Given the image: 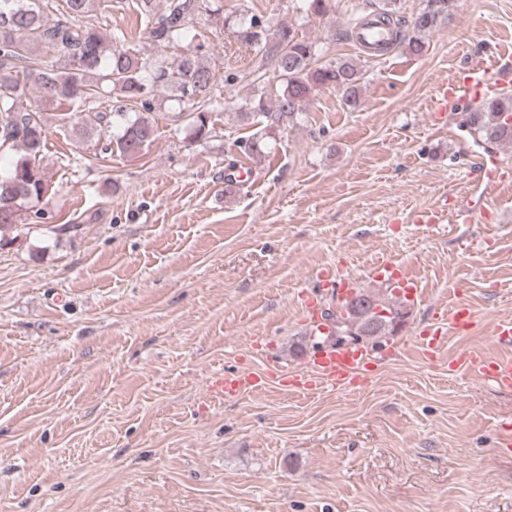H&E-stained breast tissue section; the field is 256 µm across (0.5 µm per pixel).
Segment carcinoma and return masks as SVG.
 <instances>
[{
	"label": "carcinoma",
	"mask_w": 512,
	"mask_h": 512,
	"mask_svg": "<svg viewBox=\"0 0 512 512\" xmlns=\"http://www.w3.org/2000/svg\"><path fill=\"white\" fill-rule=\"evenodd\" d=\"M207 0H165L157 11L152 0H142L141 12L154 48L179 47L196 38L194 23ZM397 0H381L373 11L375 22L389 33L387 42L398 41L405 20L396 8ZM93 0H0V152L14 153L9 172L0 177V198L16 200L18 209L0 211V247L6 234L41 210L36 205L52 190L43 166L46 135L40 105L29 100L27 85L40 90L39 101L61 110L59 119L70 120L71 131L83 141L101 143L99 151L119 157L142 154L156 136L154 123L145 116L153 111L154 93L160 87L179 93L178 102L190 108L192 134L206 139L212 132L210 114L221 103L213 99L214 76L199 52L204 45L185 52L171 64L147 65L142 48L125 47L124 33L113 35L112 45L100 23L82 18L91 11ZM448 7L446 0H428L412 20L414 36L407 47L419 53L421 35L431 31ZM241 42L261 54L260 66L270 67L280 83L262 88L258 98L246 104L247 119L261 117L264 129L274 130L303 111L314 91L321 87H342L346 104L358 105L361 71L352 60L315 63L316 45L282 25L274 30L257 17L234 24ZM55 55L49 65L42 54ZM98 105L96 125L73 118L88 103ZM140 105L130 113L126 103ZM462 127L478 144L497 148L512 145V93L484 101L463 113ZM359 307L345 301L336 310H324L334 336H393L398 333L390 315L403 313V306L364 291L353 296Z\"/></svg>",
	"instance_id": "1"
}]
</instances>
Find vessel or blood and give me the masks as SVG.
Masks as SVG:
<instances>
[{"label": "vessel or blood", "instance_id": "obj_1", "mask_svg": "<svg viewBox=\"0 0 512 512\" xmlns=\"http://www.w3.org/2000/svg\"><path fill=\"white\" fill-rule=\"evenodd\" d=\"M512 82V70L503 68L498 59L479 61L462 66L455 79L439 87L435 109L445 112L463 99H480L495 86ZM469 177L478 181L485 199H492L507 180L499 171L478 166L468 172ZM374 278L387 282L395 296L404 302H412L421 297L418 283L407 275L401 266L392 261H384L373 269ZM319 293L350 292L354 286L351 277L337 278L335 271H321L316 278ZM476 326V314L466 305H456L438 312L435 320L421 329L416 338L418 347L424 350L436 349L445 344L452 335H462ZM385 350H368L358 345L335 347L326 342L309 352L303 369L291 370L289 377L282 382L286 391L302 394L313 389L336 390L345 388L358 373L370 370L371 366L385 359ZM449 373L467 374L496 386L512 385V357L506 356L490 360L466 352L448 366ZM266 373H242L236 370L215 372L209 385L212 394L227 399L267 388Z\"/></svg>", "mask_w": 512, "mask_h": 512}]
</instances>
